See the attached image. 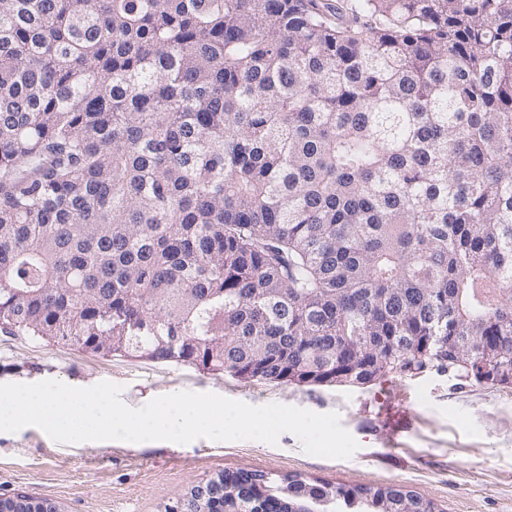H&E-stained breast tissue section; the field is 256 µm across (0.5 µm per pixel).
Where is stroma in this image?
<instances>
[{
    "label": "stroma",
    "instance_id": "1",
    "mask_svg": "<svg viewBox=\"0 0 512 512\" xmlns=\"http://www.w3.org/2000/svg\"><path fill=\"white\" fill-rule=\"evenodd\" d=\"M45 380L82 388L117 383L122 401L135 409L190 390L253 406L334 412L359 448L347 459L321 458L303 452L290 433L274 445L208 439L65 445L26 427L0 432V499L49 501L62 512H167L217 472L257 470L334 485L401 483L432 498L439 512H512V388H488L436 370L360 387L270 383L102 355L0 327V384Z\"/></svg>",
    "mask_w": 512,
    "mask_h": 512
}]
</instances>
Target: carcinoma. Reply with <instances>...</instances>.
<instances>
[{
    "label": "carcinoma",
    "mask_w": 512,
    "mask_h": 512,
    "mask_svg": "<svg viewBox=\"0 0 512 512\" xmlns=\"http://www.w3.org/2000/svg\"><path fill=\"white\" fill-rule=\"evenodd\" d=\"M119 322L238 377L360 355L267 382L512 388V0H0V325ZM217 504L437 512L245 470Z\"/></svg>",
    "instance_id": "obj_1"
}]
</instances>
